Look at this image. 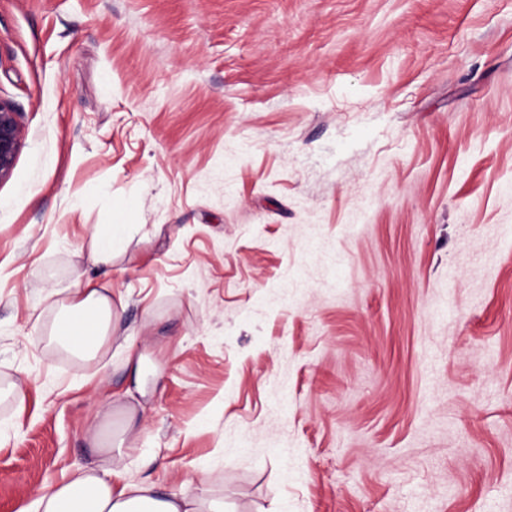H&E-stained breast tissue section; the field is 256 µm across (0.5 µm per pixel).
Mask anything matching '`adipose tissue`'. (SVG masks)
<instances>
[{"mask_svg":"<svg viewBox=\"0 0 512 512\" xmlns=\"http://www.w3.org/2000/svg\"><path fill=\"white\" fill-rule=\"evenodd\" d=\"M127 230L124 224H105L94 231L90 253L95 264L108 266L123 256ZM117 310L110 291L75 289L63 303L50 336L79 359L93 360L114 332ZM127 362L132 367L133 386L124 405V431L135 442L144 429V419L134 398L146 393L148 358L134 355ZM112 475V468L100 465L79 469L40 497L35 512H224L222 502H202L187 482L174 491L160 490L147 481L118 488Z\"/></svg>","mask_w":512,"mask_h":512,"instance_id":"obj_1","label":"adipose tissue"}]
</instances>
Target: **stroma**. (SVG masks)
I'll use <instances>...</instances> for the list:
<instances>
[{
    "label": "stroma",
    "mask_w": 512,
    "mask_h": 512,
    "mask_svg": "<svg viewBox=\"0 0 512 512\" xmlns=\"http://www.w3.org/2000/svg\"><path fill=\"white\" fill-rule=\"evenodd\" d=\"M0 100V512L107 419L115 486L224 512H512V0H0ZM87 283L91 363L43 337ZM24 139L19 112L10 103L0 100V183L11 176ZM129 225L104 224L91 237L90 253L95 264L109 266L125 253L124 241ZM127 362L132 367V383L134 384V387L133 389L129 388L126 393L130 400L126 401L123 407L125 416L124 433L128 434L130 444H134L138 441L139 436L144 429V419L139 416L138 408L135 403L140 405L136 394L140 397L146 396V382L148 376L146 365L148 357L144 354H139L137 356L128 355Z\"/></svg>",
    "instance_id": "1"
}]
</instances>
